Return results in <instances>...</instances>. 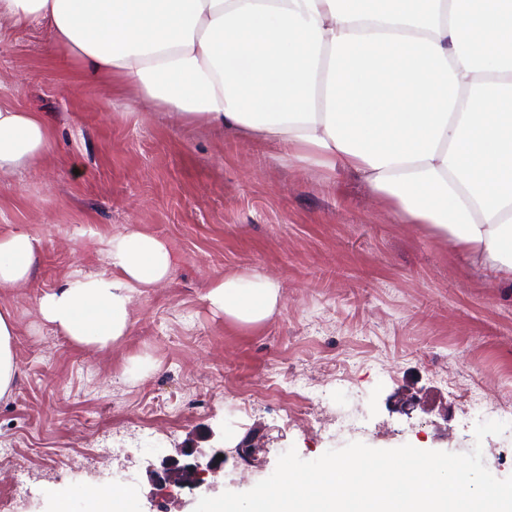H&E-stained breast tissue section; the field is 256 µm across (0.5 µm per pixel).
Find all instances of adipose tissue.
<instances>
[{"label": "adipose tissue", "instance_id": "ef3b65f1", "mask_svg": "<svg viewBox=\"0 0 512 512\" xmlns=\"http://www.w3.org/2000/svg\"><path fill=\"white\" fill-rule=\"evenodd\" d=\"M45 32L85 85L111 81L180 123L286 146L285 164L355 178L403 224L512 283V0H0V24ZM38 112L0 105V177L53 153ZM40 240L0 234V288L27 284ZM107 267L49 289L42 320L105 350L135 295L166 283V243L132 230ZM205 298L264 325L282 293L228 274Z\"/></svg>", "mask_w": 512, "mask_h": 512}]
</instances>
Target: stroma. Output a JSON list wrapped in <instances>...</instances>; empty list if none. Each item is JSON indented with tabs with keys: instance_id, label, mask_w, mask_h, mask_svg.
<instances>
[{
	"instance_id": "stroma-1",
	"label": "stroma",
	"mask_w": 512,
	"mask_h": 512,
	"mask_svg": "<svg viewBox=\"0 0 512 512\" xmlns=\"http://www.w3.org/2000/svg\"><path fill=\"white\" fill-rule=\"evenodd\" d=\"M0 103L52 125L41 168L0 180V233L41 241L25 286L0 292L17 321L18 372L0 397V512H52L54 495H135V512H193L157 474L181 449H224L217 492L270 476L282 449L305 460L360 441L378 449L469 452L474 419L459 392L508 422L484 446L512 475V284L455 255L451 244L398 223L356 181L285 165L282 147L138 107L109 85H81L44 33L0 28ZM165 240L168 284L133 303L123 344L96 352L44 326L38 298L106 267L103 243L129 230ZM227 272L277 280L280 314L240 329L204 295ZM353 426L307 428L289 411L346 410ZM254 446L251 464L240 442ZM104 448L122 454L105 471Z\"/></svg>"
}]
</instances>
